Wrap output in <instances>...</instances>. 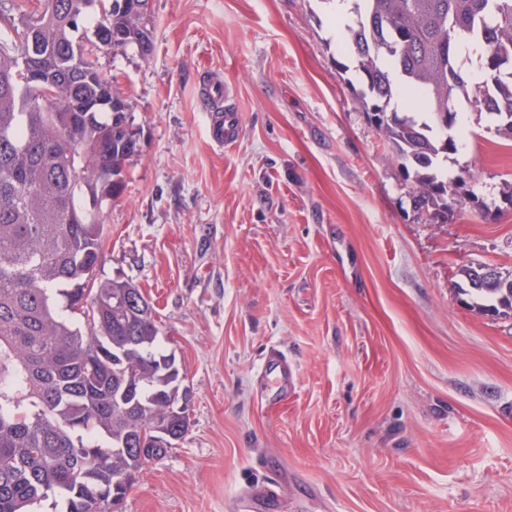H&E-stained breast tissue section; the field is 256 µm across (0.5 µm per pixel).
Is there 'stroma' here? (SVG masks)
<instances>
[{
  "instance_id": "1",
  "label": "stroma",
  "mask_w": 512,
  "mask_h": 512,
  "mask_svg": "<svg viewBox=\"0 0 512 512\" xmlns=\"http://www.w3.org/2000/svg\"><path fill=\"white\" fill-rule=\"evenodd\" d=\"M330 0H150L153 52H100L141 152L106 210L101 277L133 281L191 426L121 512H512V315L457 292L512 274V142L458 103L448 208L416 210L356 99ZM226 85L237 139L215 145ZM295 371L260 377L269 350Z\"/></svg>"
}]
</instances>
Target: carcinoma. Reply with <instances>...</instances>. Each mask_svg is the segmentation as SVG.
<instances>
[{"label":"carcinoma","instance_id":"cac0c4a2","mask_svg":"<svg viewBox=\"0 0 512 512\" xmlns=\"http://www.w3.org/2000/svg\"><path fill=\"white\" fill-rule=\"evenodd\" d=\"M347 27L359 103L411 180L416 208L448 207L441 163L456 140L441 120L461 99L512 140V0H352ZM0 512H117L144 465L189 431L175 357L132 282L100 280L104 209L140 152L116 79L90 56L153 43L132 0H14L0 10ZM482 45L470 85L459 48ZM426 111L390 108L397 90ZM512 311L502 288H460Z\"/></svg>","mask_w":512,"mask_h":512}]
</instances>
